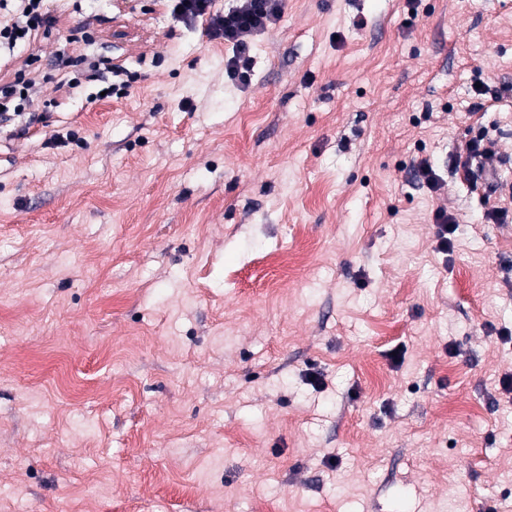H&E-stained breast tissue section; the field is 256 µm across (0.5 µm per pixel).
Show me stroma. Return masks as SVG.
<instances>
[{"label":"stroma","mask_w":512,"mask_h":512,"mask_svg":"<svg viewBox=\"0 0 512 512\" xmlns=\"http://www.w3.org/2000/svg\"><path fill=\"white\" fill-rule=\"evenodd\" d=\"M48 6L0 79L132 80L0 125V512H512V222L453 174L512 180V0H285L246 83L165 0ZM79 65H84V69L87 73H89V77L100 75L103 73V71H107L113 74V77H119L121 75H127V72H124L122 70L113 68L112 71V64L109 60H106L104 58H96L83 56L80 58H71V57H64L58 56L55 59L53 69L51 71L55 72L57 75H59L61 72L65 71L66 69L70 67H76ZM103 66V68H102ZM56 74L52 73H45L42 76L43 81L53 80L55 78Z\"/></svg>","instance_id":"obj_1"}]
</instances>
